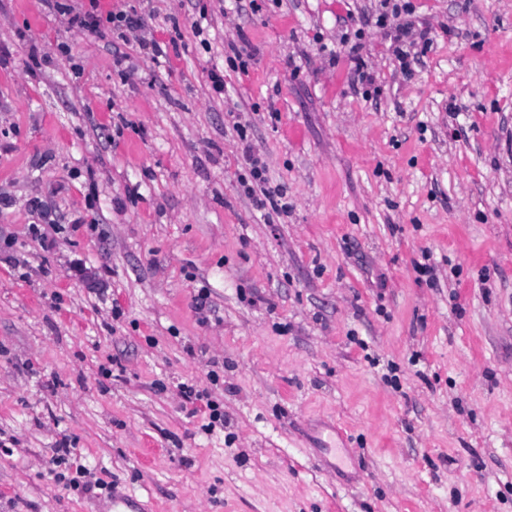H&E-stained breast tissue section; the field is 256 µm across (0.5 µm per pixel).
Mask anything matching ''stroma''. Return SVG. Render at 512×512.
Wrapping results in <instances>:
<instances>
[{"label": "stroma", "mask_w": 512, "mask_h": 512, "mask_svg": "<svg viewBox=\"0 0 512 512\" xmlns=\"http://www.w3.org/2000/svg\"><path fill=\"white\" fill-rule=\"evenodd\" d=\"M376 3L99 0L142 15L125 41L0 0V512L109 505L52 480L61 446L156 512H512V0H413L407 74ZM234 128L243 145V160L248 169V177L241 175L239 181L244 194L252 199L258 210H268L265 214L268 218L272 216V213L278 217H288L290 207L285 198L286 193L282 187L267 185L266 165L251 148L248 141L247 125L237 122L234 124ZM180 394L187 401L194 405L193 413L208 412L209 423L203 425L205 429H211L216 423L224 424V413L219 411V405L211 399V395L205 389L200 390L194 384L184 383L180 386ZM199 404V406H198Z\"/></svg>", "instance_id": "obj_1"}]
</instances>
